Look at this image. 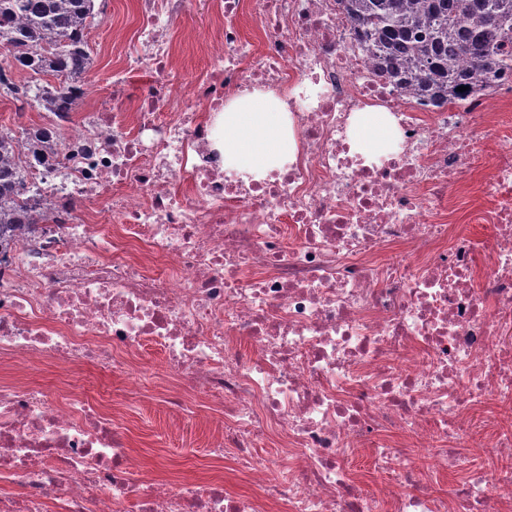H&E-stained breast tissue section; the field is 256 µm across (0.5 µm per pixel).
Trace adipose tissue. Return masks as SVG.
Returning <instances> with one entry per match:
<instances>
[{
    "label": "adipose tissue",
    "mask_w": 512,
    "mask_h": 512,
    "mask_svg": "<svg viewBox=\"0 0 512 512\" xmlns=\"http://www.w3.org/2000/svg\"><path fill=\"white\" fill-rule=\"evenodd\" d=\"M352 135L357 146L375 150L393 139L394 130L370 108L357 117ZM218 137L225 166L259 177L287 163L296 152L287 107L271 92L231 100L224 108V127Z\"/></svg>",
    "instance_id": "obj_1"
}]
</instances>
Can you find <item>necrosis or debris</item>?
Wrapping results in <instances>:
<instances>
[{
	"mask_svg": "<svg viewBox=\"0 0 512 512\" xmlns=\"http://www.w3.org/2000/svg\"><path fill=\"white\" fill-rule=\"evenodd\" d=\"M205 2L208 65L187 81L171 27L192 0H139L121 77L63 121L57 158L31 178V206L59 222L0 254V365L14 373L0 381V512H507L512 137L487 150L473 133L512 99V73L496 96L438 109L381 76L343 0ZM253 90L283 99L297 142L262 179L228 173L213 137L229 98ZM368 107L396 129L373 156L352 146ZM482 156L490 203L458 215L448 193ZM467 224L493 231L476 240ZM34 362L124 384L106 399L66 380L51 392L21 378ZM152 380L180 416L197 413L186 396L207 401L208 452L232 457L254 496L143 475L118 407ZM475 447L478 462L463 454ZM365 448L387 476L376 494L346 467ZM449 469L461 488L433 491Z\"/></svg>",
	"mask_w": 512,
	"mask_h": 512,
	"instance_id": "necrosis-or-debris-1",
	"label": "necrosis or debris"
}]
</instances>
